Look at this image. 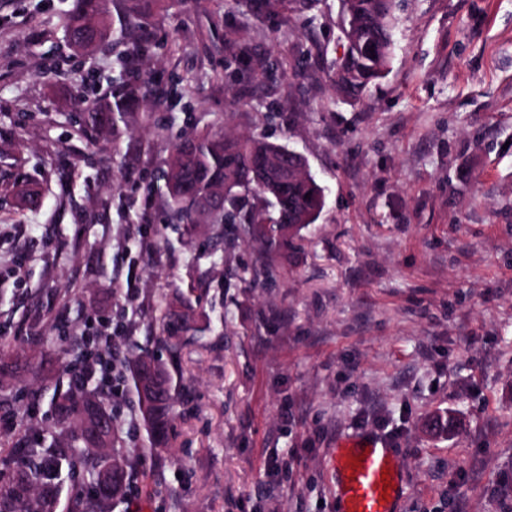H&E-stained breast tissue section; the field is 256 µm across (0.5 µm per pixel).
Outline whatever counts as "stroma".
Segmentation results:
<instances>
[{
    "mask_svg": "<svg viewBox=\"0 0 512 512\" xmlns=\"http://www.w3.org/2000/svg\"><path fill=\"white\" fill-rule=\"evenodd\" d=\"M71 7L0 0V454L61 437L28 365L68 384L105 316L120 356L138 340L180 386L162 455L120 413L114 512H340L326 455L353 435L398 449L401 512H512V0H399L389 72L356 102L331 78L342 0L284 21L166 0L124 75L150 93L95 142L72 115L115 51L73 52ZM175 77L185 106L159 105ZM216 125L294 149L323 187L289 257L170 223L148 191L181 136ZM31 186L39 207H17ZM193 280L211 329L173 349L159 309ZM446 413L455 428L426 433Z\"/></svg>",
    "mask_w": 512,
    "mask_h": 512,
    "instance_id": "35a3bbf8",
    "label": "stroma"
}]
</instances>
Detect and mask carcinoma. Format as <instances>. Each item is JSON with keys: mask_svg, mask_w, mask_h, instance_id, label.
Segmentation results:
<instances>
[{"mask_svg": "<svg viewBox=\"0 0 512 512\" xmlns=\"http://www.w3.org/2000/svg\"><path fill=\"white\" fill-rule=\"evenodd\" d=\"M151 0H121L118 21L112 20L111 0H77L68 17L69 45L75 52H88L97 44L112 40L119 48L128 40L142 37L140 15ZM344 35L349 49L334 63L337 89L358 97L388 70L395 44L396 0H346ZM139 88L123 78L82 100V112L75 133L88 141L114 133ZM285 146L251 136L228 137L218 129L180 138L162 171L156 189L166 196L168 209L179 224H243L252 237L266 247L270 258L297 249L300 231L313 224L325 206L324 189L312 175H280L287 166ZM264 156L271 169L257 170L242 183L239 177L247 163ZM310 198H305V195ZM295 215L297 227L283 223ZM160 321L164 331L175 338L197 336L210 329V322L198 325V316L188 301L175 296L164 302ZM123 378L131 413L144 432V449L161 455L168 448L169 415L176 383L167 366L149 351L132 352L122 362ZM51 404L62 419L74 418L68 443L60 447L28 446L0 457V467L11 472L0 481V512H56L57 489L50 483L63 465L78 464L88 469L97 489L89 490L79 512H106L125 496L128 460L126 449L109 409V391L82 384L60 388L54 384Z\"/></svg>", "mask_w": 512, "mask_h": 512, "instance_id": "carcinoma-1", "label": "carcinoma"}]
</instances>
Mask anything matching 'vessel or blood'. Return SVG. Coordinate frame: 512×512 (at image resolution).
I'll list each match as a JSON object with an SVG mask.
<instances>
[{"instance_id": "vessel-or-blood-1", "label": "vessel or blood", "mask_w": 512, "mask_h": 512, "mask_svg": "<svg viewBox=\"0 0 512 512\" xmlns=\"http://www.w3.org/2000/svg\"><path fill=\"white\" fill-rule=\"evenodd\" d=\"M359 458L357 469H350L351 458ZM329 465L336 477L341 512H399L406 482L396 448L386 440L359 436L342 440L331 449ZM389 472L390 483H383L382 472ZM389 499H382V492Z\"/></svg>"}]
</instances>
